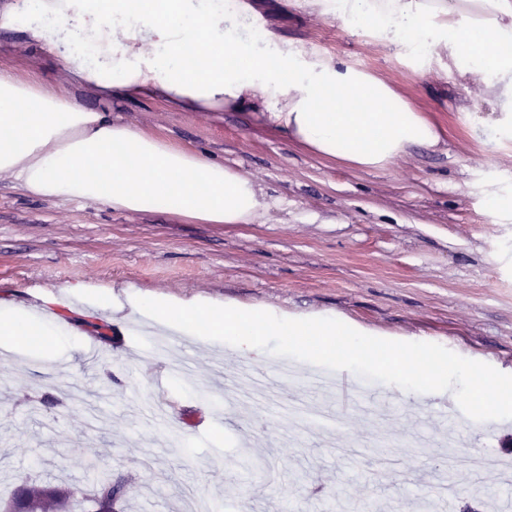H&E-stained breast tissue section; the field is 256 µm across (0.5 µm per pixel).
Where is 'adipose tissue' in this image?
Returning <instances> with one entry per match:
<instances>
[{"label":"adipose tissue","mask_w":512,"mask_h":512,"mask_svg":"<svg viewBox=\"0 0 512 512\" xmlns=\"http://www.w3.org/2000/svg\"><path fill=\"white\" fill-rule=\"evenodd\" d=\"M336 15L383 39L447 57L448 74L501 82L512 127V0H336ZM51 47L60 67L104 95L158 96L189 110L226 106L268 123L321 157L381 169L438 127L371 72L312 57L268 36L257 47L213 0H11L0 27ZM95 41L94 57L80 47ZM237 64L225 66L226 55ZM276 66H268V59ZM0 174L32 195L207 224H252L256 184L222 163L112 123L53 87L0 67ZM56 332L31 310L0 304V337Z\"/></svg>","instance_id":"ef3b65f1"}]
</instances>
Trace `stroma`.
<instances>
[{"instance_id": "obj_1", "label": "stroma", "mask_w": 512, "mask_h": 512, "mask_svg": "<svg viewBox=\"0 0 512 512\" xmlns=\"http://www.w3.org/2000/svg\"><path fill=\"white\" fill-rule=\"evenodd\" d=\"M249 26L339 66L366 69L394 86L441 129L435 147H415L382 169L322 158L257 112L184 111L144 95L103 97L66 79L48 45L0 29V65L65 88L113 123L153 134L254 180L265 207L254 224H205L158 211L39 198L0 175V302L53 310L60 343L43 357L0 360V498L28 481L74 493L89 512L101 471L123 489L117 512H185L189 498L222 512L308 508L315 497L354 512H416L438 479L453 483L457 512H495L512 496L497 467L480 479L448 466L463 450L512 461V419L458 424L437 413L453 391L416 393L364 382L356 400L308 385L319 366L283 358L255 365L275 385L259 403L235 398L245 366L235 346L195 339L136 313L124 322L86 304L79 287L201 297L256 306L276 316L348 319L367 334L435 343L512 374V137L494 131L495 82L455 79L447 62L425 63L400 39L375 40L297 0H236ZM168 358L189 363L175 380L173 426L148 423L140 407ZM396 446L397 466L379 475L377 444ZM94 454L95 469L85 465Z\"/></svg>"}]
</instances>
